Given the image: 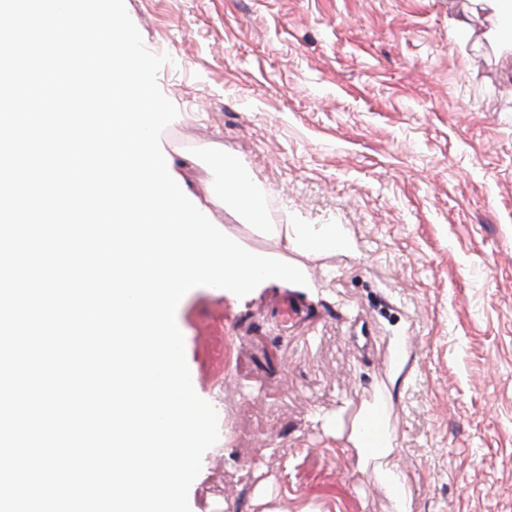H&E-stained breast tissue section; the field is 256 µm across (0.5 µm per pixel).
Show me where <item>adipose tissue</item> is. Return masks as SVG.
Wrapping results in <instances>:
<instances>
[{
	"instance_id": "1",
	"label": "adipose tissue",
	"mask_w": 512,
	"mask_h": 512,
	"mask_svg": "<svg viewBox=\"0 0 512 512\" xmlns=\"http://www.w3.org/2000/svg\"><path fill=\"white\" fill-rule=\"evenodd\" d=\"M268 232L283 240L285 247L307 257L344 250L347 240L339 225L322 224L310 227L306 224H271ZM334 437H346L359 455L372 461L375 472L382 478L389 494L396 502L397 512H412V499L405 488V477L399 469L394 448L389 437L382 432L377 415H357L350 434H343L340 426H333Z\"/></svg>"
}]
</instances>
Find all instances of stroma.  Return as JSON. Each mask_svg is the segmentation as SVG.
Returning <instances> with one entry per match:
<instances>
[{
    "label": "stroma",
    "instance_id": "obj_1",
    "mask_svg": "<svg viewBox=\"0 0 512 512\" xmlns=\"http://www.w3.org/2000/svg\"><path fill=\"white\" fill-rule=\"evenodd\" d=\"M125 6L171 58L174 177L307 280L241 298L201 286L177 307L219 423L191 512H396L327 426L376 401L413 512H512V47L497 18L471 0ZM228 161L259 217L225 203ZM260 223L339 224L350 247L287 253Z\"/></svg>",
    "mask_w": 512,
    "mask_h": 512
}]
</instances>
